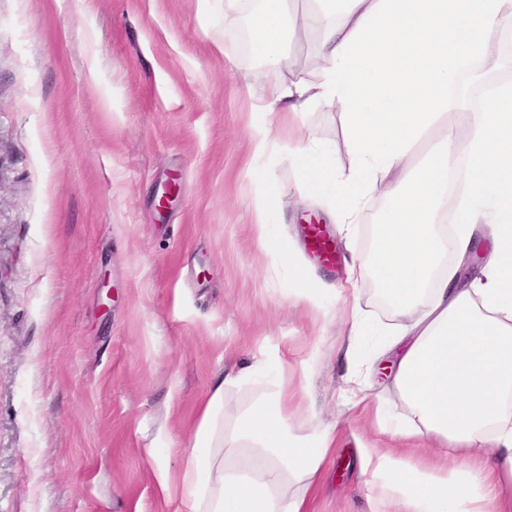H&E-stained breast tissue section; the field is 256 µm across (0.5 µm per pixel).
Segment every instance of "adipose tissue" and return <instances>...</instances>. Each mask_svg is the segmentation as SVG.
<instances>
[{
    "label": "adipose tissue",
    "instance_id": "adipose-tissue-1",
    "mask_svg": "<svg viewBox=\"0 0 512 512\" xmlns=\"http://www.w3.org/2000/svg\"><path fill=\"white\" fill-rule=\"evenodd\" d=\"M321 35L325 65L316 81L271 85L257 107L262 121L251 135L254 157L273 147L265 116L299 115L313 102L336 106L346 118L350 169L310 138L285 144L289 159L320 187L327 219L356 223L371 196L389 205L378 226V244L352 257L350 279L371 268L404 320L410 343L394 384L418 424L393 422L373 398L376 422L395 446L368 448L364 458L389 491L408 495L415 512H495L501 484L512 486V85L498 86L481 114L451 95L457 74L488 58V33L512 23V0H317L312 18ZM295 26L287 0H259L253 49L280 67L284 42ZM448 111L472 136L449 130L420 165L415 145ZM465 162V191L458 221L464 231L437 233L448 191V173ZM491 228L489 255L468 287L447 253L466 258L477 246L469 227ZM438 439L454 452L452 469L432 468L404 456L399 442ZM251 461L240 471L224 467V385L216 383L204 405L183 468L157 466L158 491L181 499L185 512H304L305 495L288 493V475L315 480L330 450L329 435L313 437L288 427V407L275 390L243 415L234 436ZM483 451L492 466L488 489L470 460Z\"/></svg>",
    "mask_w": 512,
    "mask_h": 512
}]
</instances>
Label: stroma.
I'll return each instance as SVG.
<instances>
[{"mask_svg":"<svg viewBox=\"0 0 512 512\" xmlns=\"http://www.w3.org/2000/svg\"><path fill=\"white\" fill-rule=\"evenodd\" d=\"M312 0H288L282 83L315 80ZM254 0H0V512H177L164 501L145 449L172 471L213 386L224 387V438L277 383L288 426L332 432L306 494V512H373L362 451L390 443L348 402L401 319L380 307L363 272V335L334 297L352 254L366 252L385 211L370 198L359 223L334 224L336 268L313 258L306 216L322 220L297 166L279 152L251 161L246 81L263 61L240 36ZM495 62L459 75L455 96L475 105L489 84L512 83V26L492 31ZM271 138L304 135L341 167L345 119L313 104L296 122L270 116ZM177 194L159 209L168 183ZM286 217L262 238L259 196ZM323 283L298 288L276 251ZM278 351L282 379L241 380Z\"/></svg>","mask_w":512,"mask_h":512,"instance_id":"1","label":"stroma"}]
</instances>
